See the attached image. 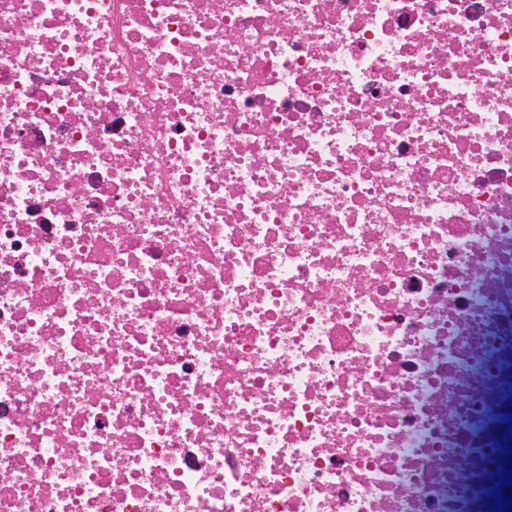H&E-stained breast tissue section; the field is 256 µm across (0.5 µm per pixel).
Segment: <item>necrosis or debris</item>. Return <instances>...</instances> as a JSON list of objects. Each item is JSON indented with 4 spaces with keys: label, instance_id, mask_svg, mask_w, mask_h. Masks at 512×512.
<instances>
[{
    "label": "necrosis or debris",
    "instance_id": "necrosis-or-debris-1",
    "mask_svg": "<svg viewBox=\"0 0 512 512\" xmlns=\"http://www.w3.org/2000/svg\"><path fill=\"white\" fill-rule=\"evenodd\" d=\"M512 0H0V512H489Z\"/></svg>",
    "mask_w": 512,
    "mask_h": 512
}]
</instances>
